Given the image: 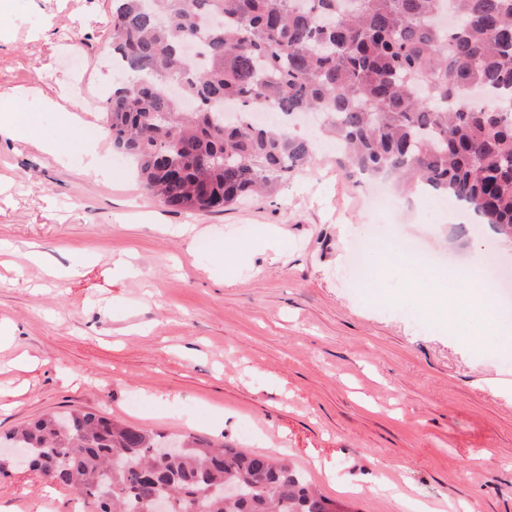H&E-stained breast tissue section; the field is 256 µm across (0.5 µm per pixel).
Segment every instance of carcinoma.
<instances>
[{
	"label": "carcinoma",
	"mask_w": 512,
	"mask_h": 512,
	"mask_svg": "<svg viewBox=\"0 0 512 512\" xmlns=\"http://www.w3.org/2000/svg\"><path fill=\"white\" fill-rule=\"evenodd\" d=\"M302 2L112 0V53L145 79L115 82L103 114L142 189L184 213L272 196L315 160L287 119L317 112L347 176L452 198L512 239V0ZM229 103L283 121L232 122ZM168 440L81 411L9 435L30 469L98 512H150L161 496L172 512H354L284 459L192 435L155 456ZM227 482L245 493L224 498Z\"/></svg>",
	"instance_id": "cac0c4a2"
}]
</instances>
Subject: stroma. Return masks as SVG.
<instances>
[{"label": "stroma", "mask_w": 512, "mask_h": 512, "mask_svg": "<svg viewBox=\"0 0 512 512\" xmlns=\"http://www.w3.org/2000/svg\"><path fill=\"white\" fill-rule=\"evenodd\" d=\"M112 0H8L0 90L25 89L35 143L0 137V434L75 409L168 436L285 448L355 512H401L383 480L440 512H512V379L497 353L443 330L413 286L421 252L459 265L470 242L512 274V242L460 210L369 208L334 152L272 197L176 213L141 188L100 110L62 128L44 98L112 90ZM101 134L96 162L81 149ZM355 224L342 236L339 226ZM373 234L391 261L352 279ZM40 252L43 264L29 252ZM120 261L136 272L115 277ZM0 512H92L15 465Z\"/></svg>", "instance_id": "stroma-1"}]
</instances>
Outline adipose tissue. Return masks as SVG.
Masks as SVG:
<instances>
[{
	"instance_id": "adipose-tissue-1",
	"label": "adipose tissue",
	"mask_w": 512,
	"mask_h": 512,
	"mask_svg": "<svg viewBox=\"0 0 512 512\" xmlns=\"http://www.w3.org/2000/svg\"><path fill=\"white\" fill-rule=\"evenodd\" d=\"M21 101L22 97L16 91L0 92V133H6L16 141L38 142L45 153L58 156L56 139L40 137L38 131L28 124L20 110ZM481 257L479 245H471L467 270H449L450 287H433L431 279L425 276L419 283L417 293L433 308L438 321L447 328L456 327L459 315L477 317L480 324V334L474 339L477 347L497 352L508 362L512 360V332L500 326L499 311L491 289L481 284L472 272Z\"/></svg>"
}]
</instances>
